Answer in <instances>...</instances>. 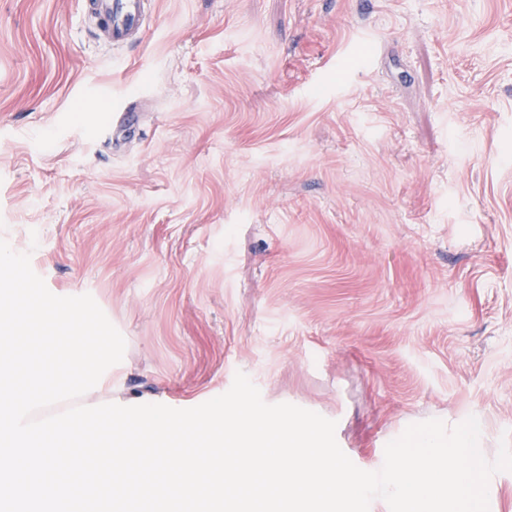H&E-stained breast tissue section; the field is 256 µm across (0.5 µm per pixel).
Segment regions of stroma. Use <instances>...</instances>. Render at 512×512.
I'll return each instance as SVG.
<instances>
[{
    "label": "stroma",
    "mask_w": 512,
    "mask_h": 512,
    "mask_svg": "<svg viewBox=\"0 0 512 512\" xmlns=\"http://www.w3.org/2000/svg\"><path fill=\"white\" fill-rule=\"evenodd\" d=\"M0 0V239L123 335L112 392L184 409L236 372L337 423L512 431V0ZM143 115L113 142L126 104ZM89 7L114 46L138 41L143 28L141 0H91Z\"/></svg>",
    "instance_id": "stroma-1"
}]
</instances>
